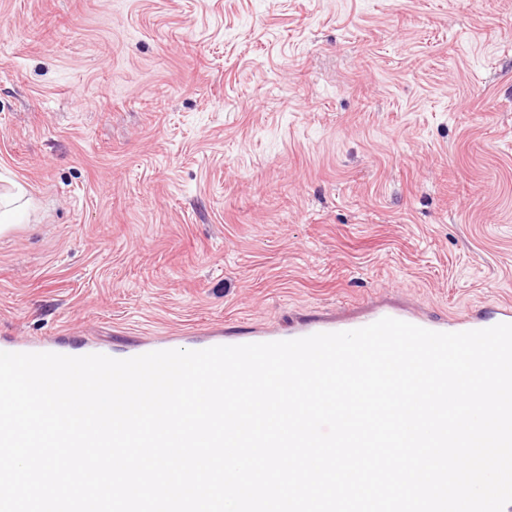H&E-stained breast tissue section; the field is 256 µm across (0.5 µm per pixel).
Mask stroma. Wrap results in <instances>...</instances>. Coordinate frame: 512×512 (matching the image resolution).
<instances>
[{"label":"stroma","mask_w":512,"mask_h":512,"mask_svg":"<svg viewBox=\"0 0 512 512\" xmlns=\"http://www.w3.org/2000/svg\"><path fill=\"white\" fill-rule=\"evenodd\" d=\"M0 339L512 301V0H0ZM1 181L12 184L14 191L0 194V227L2 224H18L19 220L28 214V201H25V190L14 181L6 180L2 175Z\"/></svg>","instance_id":"35a3bbf8"}]
</instances>
